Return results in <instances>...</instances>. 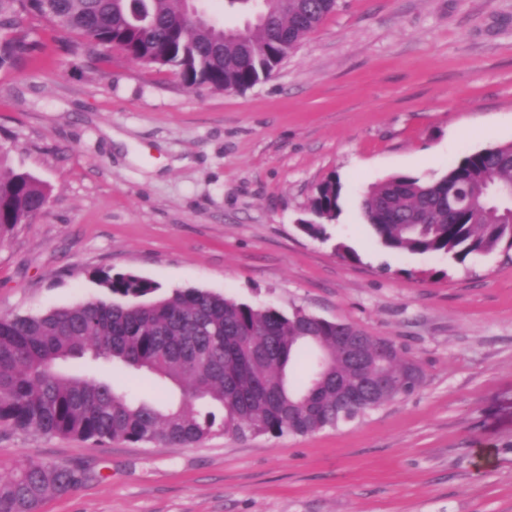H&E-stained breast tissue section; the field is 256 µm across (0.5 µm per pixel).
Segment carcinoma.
I'll list each match as a JSON object with an SVG mask.
<instances>
[{"instance_id":"carcinoma-1","label":"carcinoma","mask_w":512,"mask_h":512,"mask_svg":"<svg viewBox=\"0 0 512 512\" xmlns=\"http://www.w3.org/2000/svg\"><path fill=\"white\" fill-rule=\"evenodd\" d=\"M244 26L196 24L183 0H0V69L34 48L29 18L83 41L87 53L118 47L131 59L167 68L188 87L244 91L269 78L335 11L336 0H224ZM0 152V244L43 212L45 186L6 170ZM512 187V144L462 156L448 171L423 180L391 176L370 185L360 209L388 248L441 253L464 261L512 252V209L498 191ZM342 185L332 176L311 200L304 232L326 238L339 215ZM485 195V204L471 200ZM107 295L38 315L0 318V426L41 436L103 444H198L224 432L238 436L307 435L351 421L414 393L422 378L394 342L391 358L348 360L336 337L357 327L296 310L255 308L197 288L160 293L135 273L98 272ZM90 356L126 381L150 373L178 386L177 403L136 398L71 362ZM385 392L358 407L336 408V378L351 384L379 369ZM83 474L53 463L25 461L0 477V512H37L49 493L66 494Z\"/></svg>"}]
</instances>
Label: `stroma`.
Wrapping results in <instances>:
<instances>
[{"label":"stroma","instance_id":"stroma-1","mask_svg":"<svg viewBox=\"0 0 512 512\" xmlns=\"http://www.w3.org/2000/svg\"><path fill=\"white\" fill-rule=\"evenodd\" d=\"M0 69V150L49 204L0 245V316L103 296L98 270L348 322L404 348L411 395L311 435L166 448L0 426L26 458L84 468L40 512H512V260L385 247L359 209L396 174L430 178L512 142V0H337L243 91L31 26ZM338 176L326 239L303 233ZM355 259H348V252Z\"/></svg>","mask_w":512,"mask_h":512}]
</instances>
